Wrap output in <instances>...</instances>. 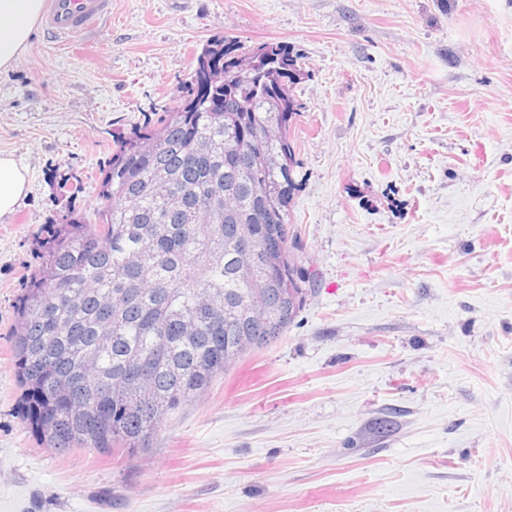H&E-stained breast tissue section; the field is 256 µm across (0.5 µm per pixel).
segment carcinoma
Here are the masks:
<instances>
[{"mask_svg": "<svg viewBox=\"0 0 512 512\" xmlns=\"http://www.w3.org/2000/svg\"><path fill=\"white\" fill-rule=\"evenodd\" d=\"M243 55L251 70L224 71ZM307 77L283 43L243 52L211 39L179 105L118 141L95 221L50 228L11 337L24 417L42 445L135 456L232 367L241 337L260 349L288 330L308 294L288 246L292 91ZM266 155L290 164L266 167ZM247 231L261 246L249 279L238 270ZM255 288L264 302L235 321L225 301L249 303Z\"/></svg>", "mask_w": 512, "mask_h": 512, "instance_id": "obj_1", "label": "carcinoma"}]
</instances>
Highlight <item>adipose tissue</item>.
I'll list each match as a JSON object with an SVG mask.
<instances>
[{"mask_svg": "<svg viewBox=\"0 0 512 512\" xmlns=\"http://www.w3.org/2000/svg\"><path fill=\"white\" fill-rule=\"evenodd\" d=\"M44 0H0V73L25 50L44 10ZM29 186L28 172L0 156V217L14 211Z\"/></svg>", "mask_w": 512, "mask_h": 512, "instance_id": "ef3b65f1", "label": "adipose tissue"}]
</instances>
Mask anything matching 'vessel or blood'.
<instances>
[{"mask_svg": "<svg viewBox=\"0 0 512 512\" xmlns=\"http://www.w3.org/2000/svg\"><path fill=\"white\" fill-rule=\"evenodd\" d=\"M112 13V0H49L44 30L49 38L70 41L92 31Z\"/></svg>", "mask_w": 512, "mask_h": 512, "instance_id": "obj_1", "label": "vessel or blood"}]
</instances>
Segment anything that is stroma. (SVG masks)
<instances>
[{
  "mask_svg": "<svg viewBox=\"0 0 512 512\" xmlns=\"http://www.w3.org/2000/svg\"><path fill=\"white\" fill-rule=\"evenodd\" d=\"M284 42L294 252L312 294L146 452L43 447L15 305L45 227L102 206L118 139L174 108L207 40ZM0 512H512V0H112L0 73ZM28 172L9 156H0V217L12 213L26 195Z\"/></svg>",
  "mask_w": 512,
  "mask_h": 512,
  "instance_id": "obj_1",
  "label": "stroma"
}]
</instances>
